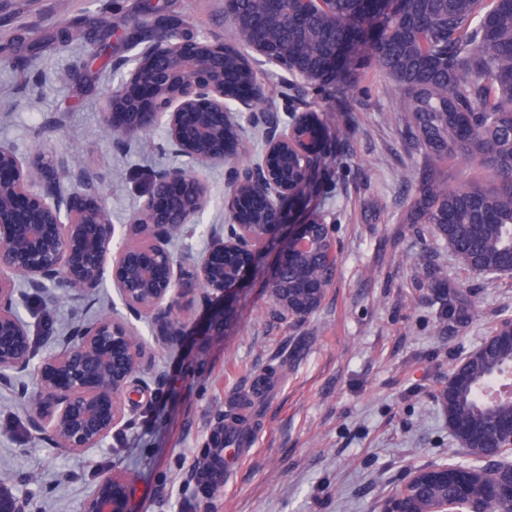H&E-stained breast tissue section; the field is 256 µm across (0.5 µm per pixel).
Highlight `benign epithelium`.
Listing matches in <instances>:
<instances>
[{"mask_svg": "<svg viewBox=\"0 0 512 512\" xmlns=\"http://www.w3.org/2000/svg\"><path fill=\"white\" fill-rule=\"evenodd\" d=\"M123 84L103 99L104 122L118 147L154 127L185 158L152 175L151 188L125 224H112L98 179L67 152L19 154L0 143V383L38 369L40 385L22 392L35 432L62 451L97 447L125 419V397L140 366L142 345L127 316L102 314L56 343L36 361L28 326L17 314L19 280L31 294L55 302L95 296L110 280L123 308L156 326L167 342L177 335L175 307L198 288L223 292L251 266L282 225L284 206L308 189L323 126L314 112H291L283 122L256 111L263 84L250 96L231 92L224 76V44L169 36L153 42ZM271 125L263 160L232 170L224 194L227 225L187 266L170 250L172 237L195 223L209 200L203 171L236 159L224 129L240 130L242 113ZM311 212L280 249L268 281L279 279L294 255L314 244ZM131 482L111 473L83 512H127Z\"/></svg>", "mask_w": 512, "mask_h": 512, "instance_id": "1", "label": "benign epithelium"}]
</instances>
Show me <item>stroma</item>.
<instances>
[{
	"mask_svg": "<svg viewBox=\"0 0 512 512\" xmlns=\"http://www.w3.org/2000/svg\"><path fill=\"white\" fill-rule=\"evenodd\" d=\"M171 20L194 38L233 42L224 0H0V43L24 28L39 52L25 82L14 72L28 50L0 61V142L22 153L78 156L99 176L116 225L141 203L153 172L177 159L160 128L114 149L102 99L131 70L133 41L151 44ZM93 44L111 55L112 75L90 57ZM243 53L279 117L318 113L328 153L306 194L286 207L257 273L222 294L197 289L177 317L175 341L159 342L149 322L135 323L145 348L135 375L141 392L126 410L127 425L99 447L56 450L32 430L18 393L36 388L38 373L0 383V485L37 501L40 512H82L115 469L133 478L129 512H182L189 498L202 512H379L380 498L411 469L448 462L454 441L439 387L494 322L512 318V276L463 274L429 225L400 223L427 177L457 188L474 171L464 163L434 166L410 150L401 127L386 119L391 98L372 57L340 90L332 82L294 85L251 48ZM229 171L226 163L206 170L209 206L170 243L185 262L205 250L209 228L226 223ZM403 171L410 182L401 181ZM312 210L335 227L337 273L314 314L285 322L265 279L293 225ZM427 263L441 269L442 284L421 275ZM447 299L456 309L448 317ZM122 310L111 287L45 311L19 306L42 358L79 322ZM270 368L275 386L252 424L254 454L221 491H207L198 474L218 411Z\"/></svg>",
	"mask_w": 512,
	"mask_h": 512,
	"instance_id": "1",
	"label": "stroma"
}]
</instances>
